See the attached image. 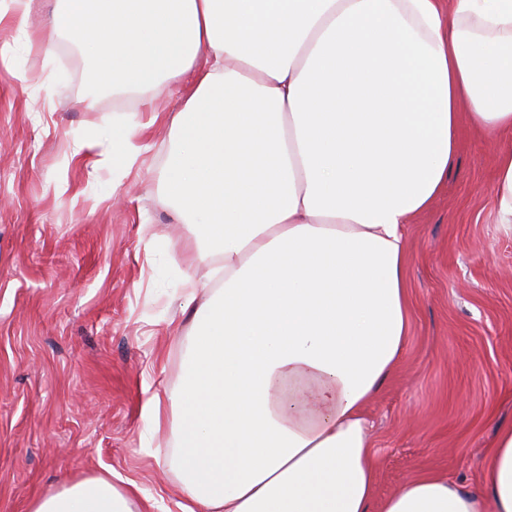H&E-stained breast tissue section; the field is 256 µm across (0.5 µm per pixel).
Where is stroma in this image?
Listing matches in <instances>:
<instances>
[{
	"instance_id": "stroma-1",
	"label": "stroma",
	"mask_w": 512,
	"mask_h": 512,
	"mask_svg": "<svg viewBox=\"0 0 512 512\" xmlns=\"http://www.w3.org/2000/svg\"><path fill=\"white\" fill-rule=\"evenodd\" d=\"M44 53L0 22V512H33L111 476L132 512H179L177 430L143 418L181 387L197 259L164 193L170 119L191 77L123 107L66 37ZM149 122L137 165L112 175L114 128ZM97 137L74 154L75 141ZM498 142L461 125L448 182L406 227L409 333L368 406L376 493L437 473L476 489L512 422V231L496 222Z\"/></svg>"
}]
</instances>
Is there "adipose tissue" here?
<instances>
[{"mask_svg":"<svg viewBox=\"0 0 512 512\" xmlns=\"http://www.w3.org/2000/svg\"><path fill=\"white\" fill-rule=\"evenodd\" d=\"M97 85L145 96L193 74L171 120L168 200L219 255L187 281L192 362L147 397L178 425L181 512H512V424L469 492L444 476L376 500L365 410L399 365L405 224L448 179L461 123L502 139L493 195L512 228V0H58ZM143 125L112 133L123 176ZM33 512H131L105 477Z\"/></svg>","mask_w":512,"mask_h":512,"instance_id":"obj_1","label":"adipose tissue"}]
</instances>
